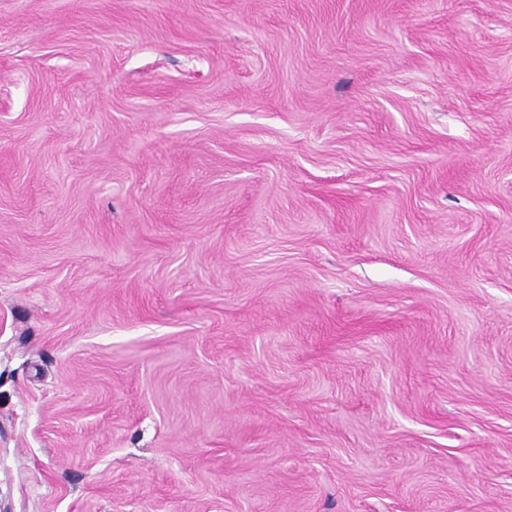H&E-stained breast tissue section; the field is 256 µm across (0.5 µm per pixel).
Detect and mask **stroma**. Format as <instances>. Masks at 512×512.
<instances>
[{
  "mask_svg": "<svg viewBox=\"0 0 512 512\" xmlns=\"http://www.w3.org/2000/svg\"><path fill=\"white\" fill-rule=\"evenodd\" d=\"M0 512H512V0H0Z\"/></svg>",
  "mask_w": 512,
  "mask_h": 512,
  "instance_id": "stroma-1",
  "label": "stroma"
}]
</instances>
